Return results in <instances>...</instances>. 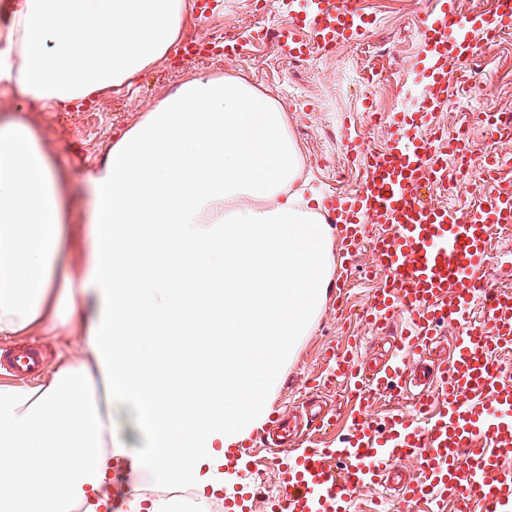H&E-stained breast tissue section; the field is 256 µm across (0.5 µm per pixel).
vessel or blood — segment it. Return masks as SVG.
Instances as JSON below:
<instances>
[{
    "label": "vessel or blood",
    "instance_id": "1",
    "mask_svg": "<svg viewBox=\"0 0 512 512\" xmlns=\"http://www.w3.org/2000/svg\"><path fill=\"white\" fill-rule=\"evenodd\" d=\"M438 10L419 27L422 55L416 103L394 113L387 143L370 147L358 132L345 148L364 163L359 187L329 199L345 262L369 243L383 278L365 312L374 329L405 316L401 359L365 371L351 349L326 357V385L343 384L351 408V434L334 447L315 445L280 457L279 490L268 512H350L365 489H394L402 512H416L423 496L446 492L455 512H471L479 496L483 512H512V377L500 374L493 355L512 348V291L488 293L484 265L492 229L512 223V185L505 184L497 153L481 169L497 185L489 199L460 209L428 205L422 189L442 186L448 155L468 154L464 134L425 136L447 103L449 60L467 61L479 43L494 42L512 29V0H499L492 15H465L456 0H437ZM358 0H296L287 28L278 34L282 58L325 55L356 42L370 28ZM381 232L368 234L369 225ZM491 294L488 323H469L475 302ZM464 326L451 354L438 365L425 356L443 325ZM46 361L36 347L0 349V372L15 379L38 376ZM412 389V409L393 411L376 428L368 411L378 395ZM283 416L268 420L227 464L248 471L258 448L269 447Z\"/></svg>",
    "mask_w": 512,
    "mask_h": 512
}]
</instances>
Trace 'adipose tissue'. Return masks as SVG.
Segmentation results:
<instances>
[{
	"instance_id": "ef3b65f1",
	"label": "adipose tissue",
	"mask_w": 512,
	"mask_h": 512,
	"mask_svg": "<svg viewBox=\"0 0 512 512\" xmlns=\"http://www.w3.org/2000/svg\"><path fill=\"white\" fill-rule=\"evenodd\" d=\"M9 3L0 82L44 107L130 80L186 12L184 0ZM299 168L283 110L235 77L188 79L108 148L86 175L95 254L70 298L92 362L0 385V512H71L101 488L116 443L147 479L214 488L331 277L329 227L289 190ZM66 212L29 122L0 120V335L62 323Z\"/></svg>"
}]
</instances>
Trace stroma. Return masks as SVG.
<instances>
[{
  "mask_svg": "<svg viewBox=\"0 0 512 512\" xmlns=\"http://www.w3.org/2000/svg\"><path fill=\"white\" fill-rule=\"evenodd\" d=\"M362 12L373 21L366 36L335 52L310 59L285 62L274 40L292 10L290 0L276 6L263 0H218L216 15L200 20L188 11L180 41L124 86L105 90L78 102L44 109L25 101L17 85L0 83V116L31 119L69 200L68 240L63 263L72 292H80L92 256V234L84 191L87 172L101 160L108 145L133 127L162 98L193 77L236 76L274 98L284 110L288 132L301 156V173L294 187L304 197H325L354 190L363 174L361 163L347 155L343 121L353 117L358 132L373 146L390 137V114L412 104L414 66L421 52L417 37L420 19L432 8L431 0H361ZM227 38L235 42V54L204 51L184 57L183 44ZM481 73L482 86L449 82L448 103L435 123L448 135L463 130L476 155L488 142L486 113L499 119L512 116V32L494 43L479 45L468 65ZM375 119H368V112ZM512 251V224L493 228L489 242L487 280L496 287L512 288V268L500 258ZM333 275H346V300H338L336 286H329L314 327L298 337L292 350L274 368V386L268 398L269 412L301 410L314 380L324 371L323 355L335 346H347L359 337V359L375 367L394 355L400 324L376 332L362 312L374 288L381 283L372 251L361 244L350 270L341 263ZM80 317H72L57 329L40 326L23 334V341L40 342L51 359L49 370L84 361Z\"/></svg>",
  "mask_w": 512,
  "mask_h": 512,
  "instance_id": "35a3bbf8",
  "label": "stroma"
}]
</instances>
